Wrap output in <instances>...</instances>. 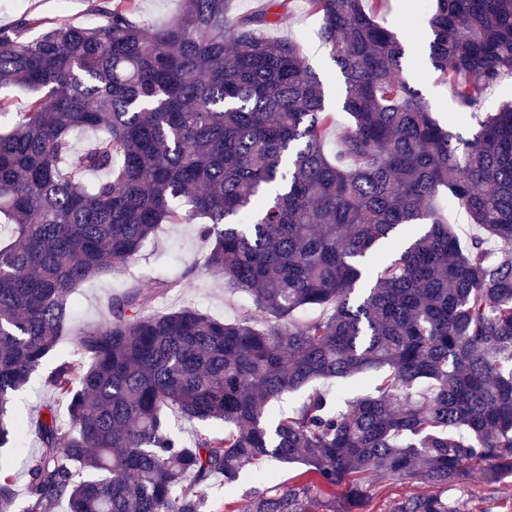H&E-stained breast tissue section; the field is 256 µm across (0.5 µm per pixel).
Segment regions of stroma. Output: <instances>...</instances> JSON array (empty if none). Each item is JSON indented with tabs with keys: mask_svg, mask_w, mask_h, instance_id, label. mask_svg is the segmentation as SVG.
<instances>
[{
	"mask_svg": "<svg viewBox=\"0 0 512 512\" xmlns=\"http://www.w3.org/2000/svg\"><path fill=\"white\" fill-rule=\"evenodd\" d=\"M425 0H386L378 20L396 31L405 46L403 73L419 83L436 115L450 112L453 103L446 85L440 83L426 61L424 50L416 49L418 37L425 32L421 24ZM110 6V0H0V27L18 25L31 19L26 35L34 38L60 23L84 24L98 17ZM318 22L309 12L306 0H292L281 24L267 29L266 37L292 39L300 47L305 63L319 73L327 86H335L334 67L317 38ZM209 248L199 235L197 224H164L148 241L137 263L112 277L95 279L77 288L73 295L76 319L82 326H98L109 317L108 301L114 294L154 278L176 281L174 291L157 298L155 311L195 307L210 315L231 320L240 315L250 300L244 292H225L221 272L206 269L203 258ZM62 351L42 362L29 381L13 397L16 410L37 416L44 407L53 408L59 418H66L67 407L52 388L49 378L54 368L71 358L70 341H63ZM425 485L414 476L393 477L374 483L365 512H395L406 495L425 492ZM443 499L459 504L462 512H512V479L500 484L485 483L478 475L459 485L440 488Z\"/></svg>",
	"mask_w": 512,
	"mask_h": 512,
	"instance_id": "stroma-1",
	"label": "stroma"
}]
</instances>
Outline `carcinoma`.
<instances>
[{
  "label": "carcinoma",
  "mask_w": 512,
  "mask_h": 512,
  "mask_svg": "<svg viewBox=\"0 0 512 512\" xmlns=\"http://www.w3.org/2000/svg\"><path fill=\"white\" fill-rule=\"evenodd\" d=\"M307 2L340 73L333 104L296 42L256 37L290 0L240 16L182 0L152 31L137 0H113L93 26L0 29V86L34 94L24 112L0 100V447L40 442L25 506L0 465V512H215L214 478L230 490L272 461L301 468L248 512H359L403 474L512 478V103L478 117L512 77V0H433L428 58L459 107L442 118L402 76L385 0ZM337 110L350 125L330 153ZM86 130L100 135L80 147ZM442 190L483 234L459 242ZM198 218L204 266L251 309L148 313L176 287L157 278L113 296L104 324L72 326L75 288ZM63 336L75 359L50 381L68 423L17 418L10 396ZM376 369L342 407L314 386ZM168 410L218 427L186 445ZM396 512L462 510L416 493Z\"/></svg>",
  "instance_id": "carcinoma-1"
}]
</instances>
